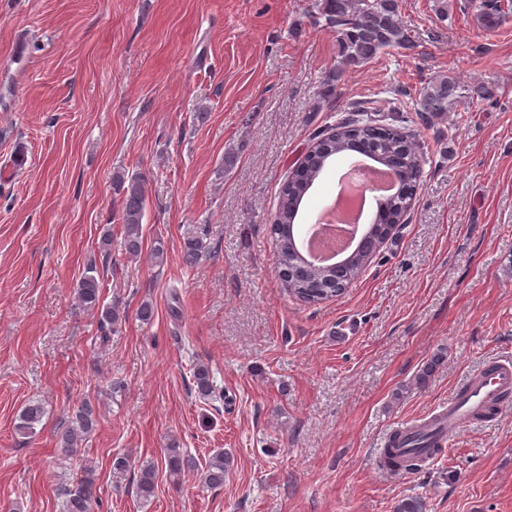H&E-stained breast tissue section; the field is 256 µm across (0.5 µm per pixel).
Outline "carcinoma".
Instances as JSON below:
<instances>
[{
  "label": "carcinoma",
  "mask_w": 512,
  "mask_h": 512,
  "mask_svg": "<svg viewBox=\"0 0 512 512\" xmlns=\"http://www.w3.org/2000/svg\"><path fill=\"white\" fill-rule=\"evenodd\" d=\"M315 8L325 18L326 24L336 30V38L345 65L350 67L369 63L384 51L413 46L408 31L398 22L395 0H316ZM458 83L451 75H439L430 80L419 93L415 111L440 119L448 114L456 97ZM358 142L371 150L379 165L390 166L397 161L403 175L402 191L407 196L394 195L382 206L401 217L411 208L413 194L422 178V155L414 137L402 128L378 120L363 112L357 118L343 121L319 135L307 151L302 162L291 172L280 190L279 204L272 219L275 257L279 275L288 291L308 304L317 305L333 296L344 283H354L368 266L369 259L358 256L341 271L336 266H317L306 263L297 253L289 234V226L296 224L300 208L310 190L321 177L324 169L336 158L350 152ZM114 193L120 196L121 223L124 234L122 251L129 257L138 256L143 248L142 224L147 209L146 179L138 174L118 172L113 176ZM203 239L191 235L184 239L182 263L191 268L198 264L205 253ZM75 293L81 307L92 313L100 328L110 327L121 318L120 308L102 300V282L97 265L86 266L76 284ZM437 356L418 370L414 386L429 385L436 366ZM192 381L198 397L213 400L222 397V391L214 385L210 367L197 363L192 368ZM44 408L38 402L28 403L19 413L16 431L34 433L40 424ZM97 424L96 408L88 400L75 413L71 425L58 436V444L66 451H74L83 435ZM427 450L433 455L440 451L436 433L420 430L399 440L393 436L384 449L383 457L392 470L407 473L418 472L424 466L420 457ZM228 454L218 451L203 470V481L208 487L224 483V472L229 466ZM167 467L171 476L196 469L194 459L177 448L168 449ZM156 470L149 464L140 469L136 482V495L145 503L155 493ZM63 512H92L94 478L86 472L74 477L58 489Z\"/></svg>",
  "instance_id": "cac0c4a2"
}]
</instances>
